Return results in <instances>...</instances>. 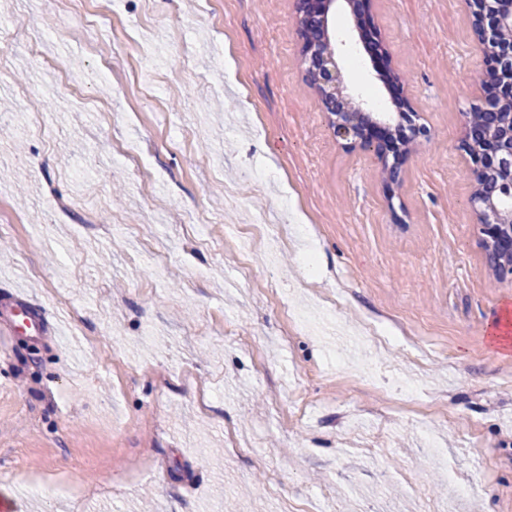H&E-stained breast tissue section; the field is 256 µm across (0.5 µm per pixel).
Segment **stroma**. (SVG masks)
I'll return each mask as SVG.
<instances>
[{"mask_svg": "<svg viewBox=\"0 0 512 512\" xmlns=\"http://www.w3.org/2000/svg\"><path fill=\"white\" fill-rule=\"evenodd\" d=\"M100 2L0 0V298L52 327L0 358V493L21 512H512V348L491 341L512 274L459 148L486 68L465 0L328 11L342 98L383 127L407 101L427 130L393 179L336 136L297 0H118L85 31ZM262 214L288 241L242 259L226 238ZM370 319L411 333L376 346Z\"/></svg>", "mask_w": 512, "mask_h": 512, "instance_id": "stroma-1", "label": "stroma"}]
</instances>
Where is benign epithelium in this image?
Returning a JSON list of instances; mask_svg holds the SVG:
<instances>
[{
	"mask_svg": "<svg viewBox=\"0 0 512 512\" xmlns=\"http://www.w3.org/2000/svg\"><path fill=\"white\" fill-rule=\"evenodd\" d=\"M475 21L478 41L486 56V71L491 79L482 84L483 99L477 108L485 115L482 126L467 127L462 142L464 152L475 166V176L494 174L501 178L500 186L512 191V0H468ZM309 55L310 69H322L324 80L335 81L329 74L326 59L312 45ZM324 95L333 96L331 106L336 112L333 126L336 135L353 140L373 149L383 156L380 145L384 141L381 127L375 122H361L345 117L344 100L334 90H324ZM472 204L482 224L484 243L509 256L512 254V210L498 208L492 199L481 192H474Z\"/></svg>",
	"mask_w": 512,
	"mask_h": 512,
	"instance_id": "7a95c632",
	"label": "benign epithelium"
}]
</instances>
